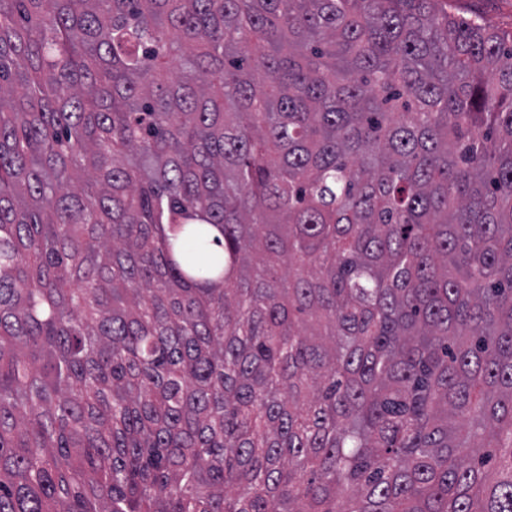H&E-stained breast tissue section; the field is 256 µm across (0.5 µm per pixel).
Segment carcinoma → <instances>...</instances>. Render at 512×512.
I'll return each instance as SVG.
<instances>
[{
    "label": "carcinoma",
    "mask_w": 512,
    "mask_h": 512,
    "mask_svg": "<svg viewBox=\"0 0 512 512\" xmlns=\"http://www.w3.org/2000/svg\"><path fill=\"white\" fill-rule=\"evenodd\" d=\"M0 512H512V37L0 0Z\"/></svg>",
    "instance_id": "1"
}]
</instances>
